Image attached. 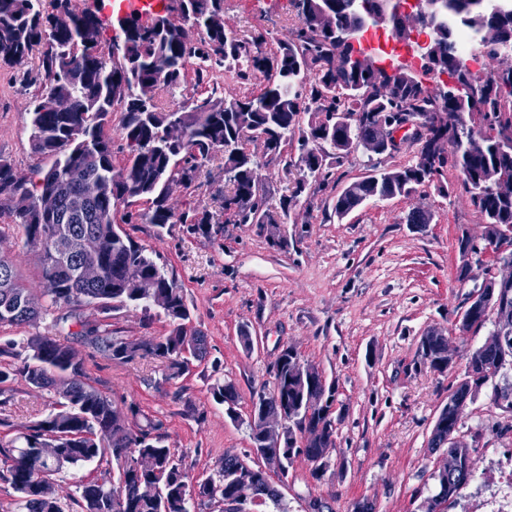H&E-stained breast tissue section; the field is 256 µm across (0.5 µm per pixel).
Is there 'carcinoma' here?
Listing matches in <instances>:
<instances>
[{"mask_svg":"<svg viewBox=\"0 0 512 512\" xmlns=\"http://www.w3.org/2000/svg\"><path fill=\"white\" fill-rule=\"evenodd\" d=\"M301 25L292 39L278 41L274 60L264 55L263 35L244 38L224 23V0H160L126 11L127 26L119 39L118 58L104 67L99 55L112 46L103 42L108 24L102 19V0H0V66L36 60L35 70H19L15 82L38 85L29 109L30 141L35 153L50 160L36 177L18 174L14 165L0 160V197L9 200L12 222L23 227L25 243L40 254L44 288L37 293L26 286L12 259L0 256V325H22L43 315H54L57 330L68 332L94 352L120 363L155 358L167 363L166 379L183 376L192 361L208 355L207 337L189 326L192 314L184 290L167 275L146 246L123 229L124 224H153L163 230L170 224L186 225L190 234L217 236L224 231V216L235 224L269 225L266 240L279 249L288 240L279 236V225L288 223L290 204L312 183L323 185L333 164L364 148L376 155L397 152L391 132L419 126L423 136L415 162L380 168L374 164L366 175L347 185L333 201L335 214L344 218L371 200L408 198L450 165L463 176L471 202L487 225L486 244L480 248L465 236L459 239L464 260L460 274H468L470 258L491 250L500 261L512 262V196L493 190L500 180L512 181V83L470 74L483 85L482 105L471 110L463 91L452 99H440L411 74L386 75L374 71L351 51L336 45L334 27L352 25L351 0H290ZM433 14L430 55L441 73L452 74L443 45L452 39L447 20H458L478 34L488 27L500 30L497 42H482L486 55L495 59L512 45V0H431ZM199 38L191 40L186 24ZM194 69V92L184 109L165 111L155 100L162 86L177 88L189 66ZM265 74L267 84L256 95L216 98L206 84L224 72L244 80L255 72ZM54 95L74 101L72 112H45L43 100ZM123 112L121 131L126 143L123 164L112 162V137L106 131L112 112ZM308 115L300 125L301 115ZM297 144V158L285 163L296 170L291 196L279 207L270 206L261 170L282 159L284 147ZM224 169V188L213 195L218 209L198 202L176 213L168 205L169 183L189 188L215 157ZM80 163L88 178L96 181L100 195L74 211L70 199L79 188L67 179L68 168ZM51 194L57 207L45 213L40 198ZM145 200L148 211L131 210L133 200ZM123 208L121 222L115 212ZM87 236L88 251L67 259L60 244L71 236ZM94 264L99 278L85 283L79 267ZM478 289V300L467 306L458 329L477 332L488 322L498 327L502 314L498 293H509L512 284ZM140 306L148 314L159 309L171 330L162 339L119 336L102 323H90L82 310L92 306L107 315L127 306ZM68 312L57 315L55 311ZM22 359V366H0V394L4 387L25 377L37 388L54 392L61 402L44 418L26 426L10 441H0V481L18 494L21 512H192L191 499L208 505L216 498L238 496L231 469L237 455H224L216 476L195 485L189 483L181 460L164 445L163 422L135 404L121 409L91 383L82 355L57 337L31 336L21 343L0 347V357ZM417 357L431 370L443 374L436 330L420 337ZM463 378L451 387L460 396L476 398L483 388L492 389L491 402L512 398V343L498 350L478 346L465 352ZM268 392L255 394L258 410L288 407L286 452L304 455L316 463L336 441L332 416L335 388L321 376L297 381L290 375L288 356L275 362ZM213 398L219 404L235 402L231 382L216 383ZM319 431L307 448L298 450V432L305 426ZM458 429L452 409L439 412L432 434L439 438ZM54 444L62 449L55 459H42L37 449ZM474 447L460 441L445 448L456 463L447 476L456 496L472 477ZM112 456V475L99 481L81 482L69 503L55 493L54 476L66 467L92 463ZM158 484L154 502L137 499L140 481ZM259 495L275 512H288L278 489L262 472L256 473Z\"/></svg>","mask_w":512,"mask_h":512,"instance_id":"carcinoma-1","label":"carcinoma"}]
</instances>
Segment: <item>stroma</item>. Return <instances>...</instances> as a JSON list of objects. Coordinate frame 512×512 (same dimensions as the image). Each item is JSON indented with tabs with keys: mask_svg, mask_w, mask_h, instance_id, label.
Here are the masks:
<instances>
[{
	"mask_svg": "<svg viewBox=\"0 0 512 512\" xmlns=\"http://www.w3.org/2000/svg\"><path fill=\"white\" fill-rule=\"evenodd\" d=\"M224 21L234 30L263 32L266 53L300 25L289 0H224ZM0 68V158L24 176L48 167L30 143L27 113L31 90ZM370 153L358 150L335 166L325 190L300 196L290 210L287 250L272 248L256 225L228 224L218 236L187 234L177 224L158 231L151 224L126 230L156 252L158 264L182 285L193 312L191 326L208 340L204 364L168 380L156 359L118 363L82 349L93 385L118 407L137 404L163 422L165 443L190 481L212 476L224 455L254 462L249 428L255 392L271 386L269 367L282 347L296 348L336 386V445L315 470L296 457L280 485L288 512H307L318 499L333 512H353L359 502L374 512H421L435 488L442 457L429 446L448 389L463 375L464 350L479 345L488 329L460 333L464 301L482 282V266L460 278L458 240L481 239L483 221L458 170L444 167L438 179L408 198L366 203L346 218L332 210L336 194L368 171ZM428 210L429 224H411L410 211ZM0 254L15 258L30 287L41 285L39 256L24 245L21 228L0 206ZM114 331L131 338L166 336L161 314L123 308L108 318ZM442 331L459 354L452 370L439 374L417 367V346L428 329ZM254 339L252 351L239 342ZM232 382L238 392L234 415L216 403L214 383ZM0 406V438H14L24 425L57 406L55 394L16 377ZM512 414L492 405L482 390L463 417L462 432L477 435L473 475L447 512H500L512 488V434L500 435Z\"/></svg>",
	"mask_w": 512,
	"mask_h": 512,
	"instance_id": "stroma-1",
	"label": "stroma"
}]
</instances>
